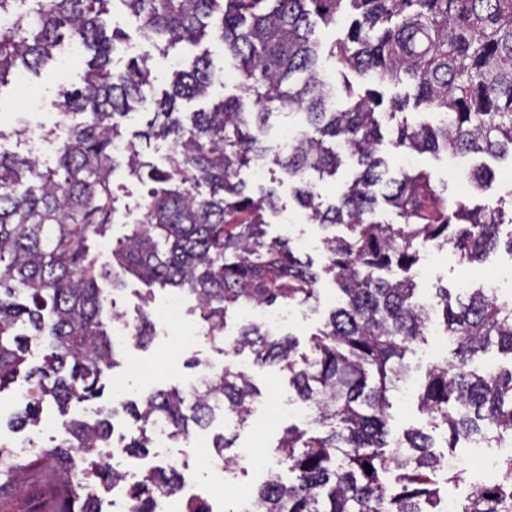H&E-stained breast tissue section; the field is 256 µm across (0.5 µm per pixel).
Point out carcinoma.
Returning <instances> with one entry per match:
<instances>
[{"label":"carcinoma","mask_w":512,"mask_h":512,"mask_svg":"<svg viewBox=\"0 0 512 512\" xmlns=\"http://www.w3.org/2000/svg\"><path fill=\"white\" fill-rule=\"evenodd\" d=\"M346 1L355 18L327 50L318 23H335ZM116 2L163 55L180 43H199L212 28L224 56L238 64L252 109L242 96L227 95L190 113L185 126L178 101L209 95L212 60L204 53L176 70L172 89L155 98L148 59L122 69L113 57L124 34L107 35L103 16ZM1 16L11 26L0 29V87L20 70L38 72L66 37L92 56L82 85L63 91L56 103L77 119L65 129L56 165L44 168L29 154L0 150V390L27 366L25 331L46 335L48 353L26 371L30 387L15 422L20 428L37 423L48 397L66 416V438L50 452L0 468V492L25 479L56 499V512H98L83 494L88 476L118 479L107 421L69 418L67 408L95 397V378L120 365L122 347L102 314L107 293L124 286L122 275L135 276L147 300L156 284L196 296L211 342L255 304L298 301L317 308L320 272L290 239H266L265 215L280 210L275 190L263 189L256 199L238 179L253 160L279 166L297 205L327 231L323 272L332 275L340 297L316 334L312 359L296 356L291 335L262 323L239 330L235 351L288 371L316 425L312 433L285 431L277 452L288 459L291 476L267 475L251 495L252 512H439L440 485L459 476L434 451L429 434L408 429L394 440L388 431L392 392L411 371L406 354L425 335L433 311L454 349L451 360L425 372L423 409L445 426L449 448L474 436L512 437V367L474 366L493 345L512 356V309L488 288L442 286L428 310L417 303L409 276L421 252L443 242L453 243L461 265L482 260L502 242L503 223L497 213L460 201L448 211L427 173L392 174L381 153L382 122L412 104L442 119L435 126L403 119L395 153L441 147L449 154L512 157V0H0ZM325 53L375 85L411 93L390 112L378 111L383 98L373 89L338 109L336 87L321 68ZM149 98L155 110L125 138L124 121ZM285 111L303 121L287 146L252 132ZM115 140L126 141L125 157L113 155ZM152 140L170 144L164 168L145 161L139 149L138 142ZM346 157L355 177L325 205L306 174L333 175ZM120 166L154 186L145 222L130 225L112 246L119 270L110 272L97 265L87 242L125 217L112 188ZM381 201L404 222L377 220ZM395 268L405 277L384 276ZM132 337L140 346L152 340L148 315ZM257 395L251 377L231 365L190 402L178 388L156 390L128 403L138 435L120 437L122 448L148 453L160 419L173 436L188 435L190 424L213 419L217 396L221 410L243 425ZM75 454L85 456L87 470L70 466ZM393 469L399 475L391 483ZM177 485L172 469L148 471L131 488L129 512H154L156 499L174 495ZM459 512H512V455Z\"/></svg>","instance_id":"carcinoma-1"}]
</instances>
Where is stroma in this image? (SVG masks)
<instances>
[{
    "mask_svg": "<svg viewBox=\"0 0 512 512\" xmlns=\"http://www.w3.org/2000/svg\"><path fill=\"white\" fill-rule=\"evenodd\" d=\"M106 21L109 26L121 27L129 32L127 42L119 45L116 56L128 59L135 56H144L152 71L154 84L157 90L168 89L172 81V72L166 58L149 45H139L135 35V27L126 14L115 12L108 14ZM210 51L214 64V81L207 101L192 100L181 102L180 108L185 112H192L203 108L205 102H218L224 96L239 93L240 78L232 63L225 59L224 52L217 40L205 37L198 45L188 46L181 50L180 56L184 60ZM86 70V56L72 50L69 43H62L58 48V60L47 66L40 75L25 74L10 80L8 84L0 87V130L6 131L7 136L0 141V149L7 152L26 153L25 142L16 140L10 135L11 130L24 128L34 130L42 119V108L51 100L57 99L61 88L80 85ZM384 153L391 171H398L404 165H411L412 169L428 172L438 188L443 189L449 203H456L459 199H466L468 205H481L490 210L499 211L504 219L512 218V160L497 159L486 154H469L457 157L456 161H449L447 153H423L414 155L412 161L393 155L391 146H384ZM485 165L490 167L495 180L490 190L479 191L470 187L464 175L472 167ZM270 236L284 235L292 240H303L302 254L309 257L315 269L321 270L322 277L319 283L320 304L318 311L303 309L301 323L293 327L291 333L298 341L297 352L306 356H313V336L321 326L328 312L335 306L338 297L336 285L331 275L325 274L324 266L327 264V254L323 249L322 238L324 233L319 225L305 224L299 227L292 226L286 220H279L269 227ZM495 275L497 278V293L502 301L512 303V253L505 247H498L483 261L474 263L469 269V285L481 288L485 285L486 275ZM142 284L134 276H126L123 289L111 294L110 299L114 308L125 314L129 323H137L142 311L158 313L163 310L167 302L173 298L172 288H155L154 297L150 304H143L140 294ZM248 320L247 315H239L228 320L222 333V341L211 344L204 337H197L188 348L173 347L164 338H155L145 348L129 345L117 368L103 373L100 383L105 391L99 400L100 406H113L111 389L114 381H121L124 398L137 400L143 395L156 389L184 388L192 380L197 371L191 368V359H198L201 363L209 364L225 360L242 324ZM408 360L412 366L409 378L405 384V394H394L391 409L392 420L390 430L392 434H400L407 428H422L430 430L436 446H443L445 433L443 429H431L429 419L418 409V396L421 392V380L426 371L425 365L419 364L416 355H409ZM27 388L25 379H18L6 389L0 391V442L9 444L17 437H31L40 435L42 448L49 449L55 446L57 440L63 439V431H37L36 427H27L22 432H15L7 421L11 414L22 406V396Z\"/></svg>",
    "mask_w": 512,
    "mask_h": 512,
    "instance_id": "35a3bbf8",
    "label": "stroma"
}]
</instances>
